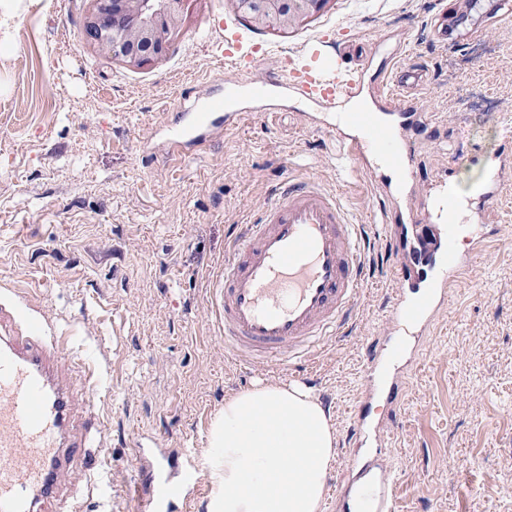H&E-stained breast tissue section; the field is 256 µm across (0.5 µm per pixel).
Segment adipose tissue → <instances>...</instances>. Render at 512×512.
Returning a JSON list of instances; mask_svg holds the SVG:
<instances>
[{"label":"adipose tissue","mask_w":512,"mask_h":512,"mask_svg":"<svg viewBox=\"0 0 512 512\" xmlns=\"http://www.w3.org/2000/svg\"><path fill=\"white\" fill-rule=\"evenodd\" d=\"M336 430L304 385L267 383L224 401L208 430L220 478L207 512H321ZM292 463L278 471L279 456Z\"/></svg>","instance_id":"ef3b65f1"}]
</instances>
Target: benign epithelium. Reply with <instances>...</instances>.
Masks as SVG:
<instances>
[{
	"label": "benign epithelium",
	"mask_w": 512,
	"mask_h": 512,
	"mask_svg": "<svg viewBox=\"0 0 512 512\" xmlns=\"http://www.w3.org/2000/svg\"><path fill=\"white\" fill-rule=\"evenodd\" d=\"M185 0H89L83 38L129 69L161 58L180 27ZM257 29L287 30L335 0H230Z\"/></svg>",
	"instance_id": "7a95c632"
}]
</instances>
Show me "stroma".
<instances>
[{
	"mask_svg": "<svg viewBox=\"0 0 512 512\" xmlns=\"http://www.w3.org/2000/svg\"><path fill=\"white\" fill-rule=\"evenodd\" d=\"M486 0H336L287 33L258 30L230 0H186L182 29L161 60L130 70L87 45V0H41L12 32L0 90V295H25L70 336V355L101 352L109 373L98 409L106 430L101 491L78 492L82 512H142L128 489L139 482L136 442L154 438L197 470L189 512H207L218 483L208 463L207 429L232 394L261 380L226 357L209 312L208 276L223 261L237 225L249 223L288 180L317 178L341 189L355 220L382 203L367 181L347 187L327 130L305 129V98L273 88L276 115L250 99L245 81L277 78L289 51L341 45L363 50V79L385 90L396 66L422 69L431 126L411 132L422 165L416 192L443 169L463 196L478 198L487 161L512 124V12ZM464 16L461 37H440L442 13ZM240 40L241 61L224 56ZM238 85L243 121L225 129L181 167L163 152L143 153L178 122L182 96ZM499 233L449 302L404 373L399 410L376 402L378 420L395 414L392 442L368 439L365 455L390 461L400 512H512V182L490 202ZM392 255L371 239L365 285L349 336L328 343L300 372L336 428L327 506L353 446L350 416L362 383V340L379 333L389 306Z\"/></svg>",
	"mask_w": 512,
	"mask_h": 512,
	"instance_id": "obj_1",
	"label": "stroma"
}]
</instances>
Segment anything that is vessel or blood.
I'll use <instances>...</instances> for the list:
<instances>
[{"instance_id":"obj_1","label":"vessel or blood","mask_w":512,"mask_h":512,"mask_svg":"<svg viewBox=\"0 0 512 512\" xmlns=\"http://www.w3.org/2000/svg\"><path fill=\"white\" fill-rule=\"evenodd\" d=\"M393 90L382 95L381 110L346 111L364 88L360 70L314 57L293 65L277 85L293 88L313 104L335 111L333 133L344 159L352 161L379 191L384 206L377 218L395 231L398 251L393 264L397 283L384 332L364 346V389L349 428L363 443L368 426L363 411L379 392L391 405L400 402V378L379 381L390 361L411 362L415 343L427 336L448 303V294L473 269L493 224H466L465 202L451 193L446 180L434 185L435 213L422 219L424 199L403 202L413 161L401 145L408 131L429 125L432 113L414 96L419 86L406 70L387 72ZM235 90L209 96L165 135L168 159L184 161L190 148L207 144L225 126L244 115L233 106ZM381 161L394 177L384 180L374 168ZM512 179V151L502 150L490 164L480 201L495 199ZM466 235L467 251L455 241ZM359 225L349 218L337 190L307 178L283 185L275 201L242 225L232 238L211 281V305L224 345L255 366L288 370L307 363L335 340L359 298L365 261ZM56 324L30 304L0 303V512H78L62 489L82 483L99 488L96 458L104 446L103 428L77 433V415L92 416L93 394L100 385L101 364L84 368L87 399L78 400L66 377L69 360ZM193 471L177 478L148 475L136 488L148 512H172L195 489Z\"/></svg>"}]
</instances>
